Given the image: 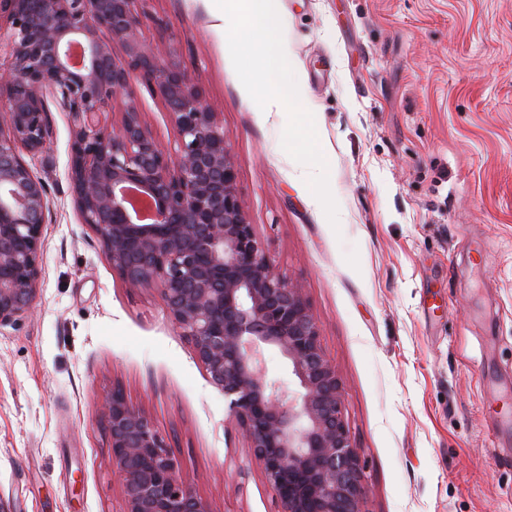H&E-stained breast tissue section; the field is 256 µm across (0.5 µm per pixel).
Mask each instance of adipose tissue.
Returning <instances> with one entry per match:
<instances>
[{
  "label": "adipose tissue",
  "mask_w": 512,
  "mask_h": 512,
  "mask_svg": "<svg viewBox=\"0 0 512 512\" xmlns=\"http://www.w3.org/2000/svg\"><path fill=\"white\" fill-rule=\"evenodd\" d=\"M227 7L243 17L252 33V48L262 60L252 80L264 92L266 110H305V85L284 56L279 38L278 0H229Z\"/></svg>",
  "instance_id": "ef3b65f1"
}]
</instances>
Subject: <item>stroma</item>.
<instances>
[{
  "instance_id": "obj_1",
  "label": "stroma",
  "mask_w": 512,
  "mask_h": 512,
  "mask_svg": "<svg viewBox=\"0 0 512 512\" xmlns=\"http://www.w3.org/2000/svg\"><path fill=\"white\" fill-rule=\"evenodd\" d=\"M224 3L134 13L223 123L248 221L311 305L363 512H512V0H280L297 113L264 108L252 35ZM131 91L170 148L162 99ZM48 120L37 296L0 328V500L125 512L102 410L118 387L214 512H282L159 290L128 287L82 223L71 116L53 103Z\"/></svg>"
}]
</instances>
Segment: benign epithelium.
Masks as SVG:
<instances>
[{
	"mask_svg": "<svg viewBox=\"0 0 512 512\" xmlns=\"http://www.w3.org/2000/svg\"><path fill=\"white\" fill-rule=\"evenodd\" d=\"M133 3L0 0V57L12 71L0 114V327L27 314L38 291L49 199L30 159L50 137L49 93L73 117L70 185L82 222L128 286L159 289L282 512H363L361 457L311 306L247 219L223 123L185 70L142 38ZM136 78L170 114V150L142 119ZM116 104L122 118L110 128L102 115ZM267 347L294 383L267 377ZM105 414L126 512H213L123 390L106 397Z\"/></svg>",
	"mask_w": 512,
	"mask_h": 512,
	"instance_id": "obj_1",
	"label": "benign epithelium"
}]
</instances>
